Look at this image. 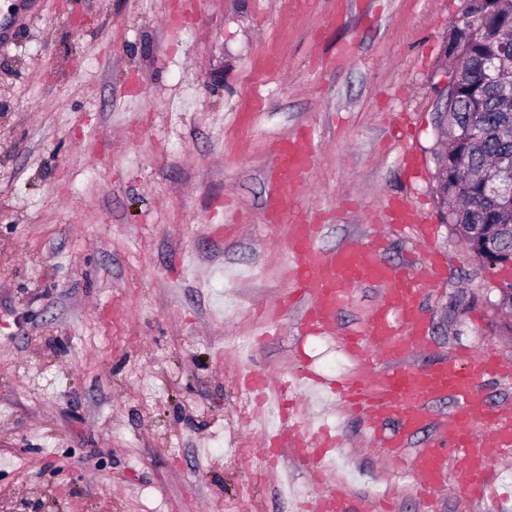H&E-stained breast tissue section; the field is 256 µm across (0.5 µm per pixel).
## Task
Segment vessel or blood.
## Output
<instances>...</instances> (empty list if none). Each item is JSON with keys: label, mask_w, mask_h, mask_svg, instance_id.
Instances as JSON below:
<instances>
[{"label": "vessel or blood", "mask_w": 512, "mask_h": 512, "mask_svg": "<svg viewBox=\"0 0 512 512\" xmlns=\"http://www.w3.org/2000/svg\"><path fill=\"white\" fill-rule=\"evenodd\" d=\"M274 154L277 169L268 216L276 222L287 217L305 183L310 153L296 138L278 141ZM412 216L409 204L399 202L391 207L389 220L428 236V226L413 224ZM319 234L316 224L289 225L285 248V277L293 295L304 303L302 321L307 332L315 336L333 333L354 288L376 286L380 297L361 329L346 331L340 338L353 364L351 374L330 381L312 373L305 388L319 396L340 397L353 413L367 419L374 439L391 456L424 428L434 429L435 439L408 457L425 499H433L436 491L455 478L464 493L483 502L497 501L492 472L497 463L512 457V406L492 403L483 384L489 376H511L512 364L484 350L462 362L401 367V360L426 342L422 299L432 290L436 267L419 273L389 264L377 249L353 241L326 249L319 243ZM444 400L450 403L448 412L436 413V406ZM333 443L317 423L310 432L294 434L290 440L293 453L316 466L322 462L323 449ZM379 508V501L364 499L359 509H352L349 493L328 487L306 495L297 503L296 512H378Z\"/></svg>", "instance_id": "obj_1"}]
</instances>
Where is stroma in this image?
Returning a JSON list of instances; mask_svg holds the SVG:
<instances>
[{"label":"stroma","mask_w":512,"mask_h":512,"mask_svg":"<svg viewBox=\"0 0 512 512\" xmlns=\"http://www.w3.org/2000/svg\"><path fill=\"white\" fill-rule=\"evenodd\" d=\"M463 0H0V512H293L315 491L289 448L268 457L272 386L352 365L335 337L275 335L286 224L266 221L280 139L312 161L295 214L320 243L372 245L443 275L426 345L405 364L491 349L496 271L442 222L431 150L445 38ZM422 158L407 171L406 153ZM406 200L432 235L386 222ZM232 209V230L212 223ZM293 421L342 433L332 485L425 512L413 474L367 425L292 393Z\"/></svg>","instance_id":"1"}]
</instances>
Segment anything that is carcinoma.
Masks as SVG:
<instances>
[{
    "label": "carcinoma",
    "instance_id": "carcinoma-1",
    "mask_svg": "<svg viewBox=\"0 0 512 512\" xmlns=\"http://www.w3.org/2000/svg\"><path fill=\"white\" fill-rule=\"evenodd\" d=\"M462 24L452 26L446 47L465 48L448 95L440 127L453 121L448 150L432 151L435 193L446 221L460 238L480 240L487 261L502 264L512 256V209L502 196L512 182V43L498 28L512 22V0H485Z\"/></svg>",
    "mask_w": 512,
    "mask_h": 512
}]
</instances>
